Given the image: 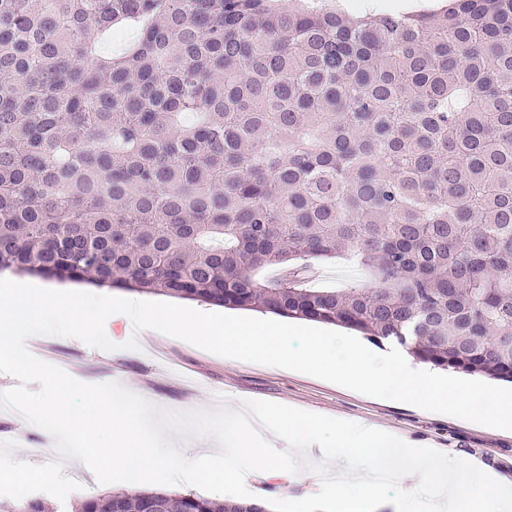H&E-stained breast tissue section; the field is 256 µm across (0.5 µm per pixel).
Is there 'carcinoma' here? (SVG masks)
<instances>
[{"instance_id": "cac0c4a2", "label": "carcinoma", "mask_w": 512, "mask_h": 512, "mask_svg": "<svg viewBox=\"0 0 512 512\" xmlns=\"http://www.w3.org/2000/svg\"><path fill=\"white\" fill-rule=\"evenodd\" d=\"M451 2L0 0V272L340 326L512 383V0ZM336 256L372 285L306 287L305 260ZM77 512L268 510L117 491Z\"/></svg>"}]
</instances>
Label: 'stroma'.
Returning a JSON list of instances; mask_svg holds the SVG:
<instances>
[{
    "label": "stroma",
    "mask_w": 512,
    "mask_h": 512,
    "mask_svg": "<svg viewBox=\"0 0 512 512\" xmlns=\"http://www.w3.org/2000/svg\"><path fill=\"white\" fill-rule=\"evenodd\" d=\"M40 358L85 383L116 381L168 412L183 411L187 402L203 410L222 408L228 397L267 400L298 409L361 420L404 435L420 445L450 449L475 457L492 470L512 479V432L456 417L439 415L416 406L366 396L296 371L245 361H229L170 336L138 337V350L108 354L83 341L59 336L43 337ZM13 417L0 414V463H15L39 450L43 467H53L56 453L52 437L37 426L27 430L29 445L18 448L12 438ZM84 464L70 462L58 470L52 485L32 478L24 494H17V473H0V502L39 499L51 512H75L79 502L116 491V484L90 479Z\"/></svg>",
    "instance_id": "1"
}]
</instances>
